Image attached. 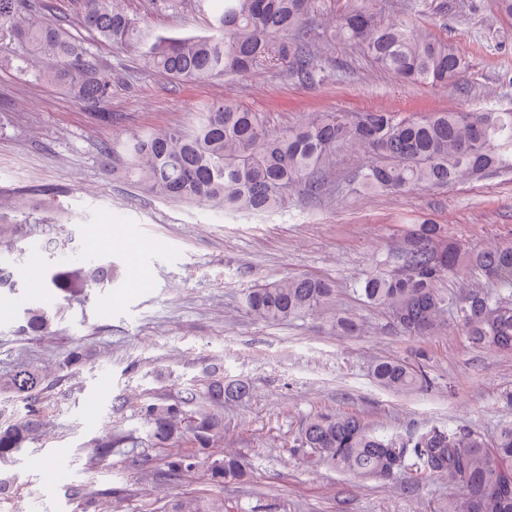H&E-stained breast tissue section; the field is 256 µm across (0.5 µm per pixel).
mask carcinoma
Returning <instances> with one entry per match:
<instances>
[{"mask_svg":"<svg viewBox=\"0 0 512 512\" xmlns=\"http://www.w3.org/2000/svg\"><path fill=\"white\" fill-rule=\"evenodd\" d=\"M319 0H224L214 17L213 33L202 37H154L118 6V0H84L81 23L112 45L141 44L148 62L178 82L205 81L245 74L274 52L288 60L303 82L317 80L318 46L348 43L384 72L403 82L431 87L467 84L468 56L456 44L437 39L406 10L384 21L371 0L357 4L316 33L309 20ZM49 0H0V27L40 53L46 63L20 68L37 83L64 88L101 120L112 84L102 77L91 53L55 23L38 16L51 13ZM372 153L380 164L361 167L358 189L397 194L420 187L445 186L500 167L512 166V111L454 110L398 115L387 110L357 113L308 112L294 125L268 128L258 113L231 101H216L191 132L174 127L114 140L101 151L105 171L163 199L205 203L222 212L275 214L286 208L288 191L302 185L318 194L336 153ZM23 221L0 205V253L15 249ZM392 270L374 269L359 280L358 292L370 305L389 311L393 326L405 335L424 336L447 325L449 310L474 347L512 351V244L464 250L443 240L441 226L428 220L408 229ZM466 266L485 284L458 299L438 288L449 272ZM45 287L68 301L112 281L110 263H70L44 271ZM333 283L285 276L257 285L245 306L269 323L314 315L334 305ZM58 306L30 305L20 332L39 336L50 330ZM212 370L205 393L197 391L171 403L143 408L148 441L163 448L188 440L192 452L167 462V477L177 479L197 467L201 456L224 440V405L245 397L249 384ZM384 390L405 394L427 382L422 367L400 359L378 361L372 371ZM46 372L22 367L0 376V392L25 402L27 414L0 422V457L10 458L36 438L42 426L41 399ZM303 447L324 462L357 476L386 479L411 471L415 485L446 476L465 491L449 512H512V425L490 440L471 428L434 427L421 434L376 432L355 413L317 414L302 431ZM246 464L228 454L213 462L210 480L242 477ZM166 512H224V502L173 499Z\"/></svg>","mask_w":512,"mask_h":512,"instance_id":"cac0c4a2","label":"carcinoma"}]
</instances>
